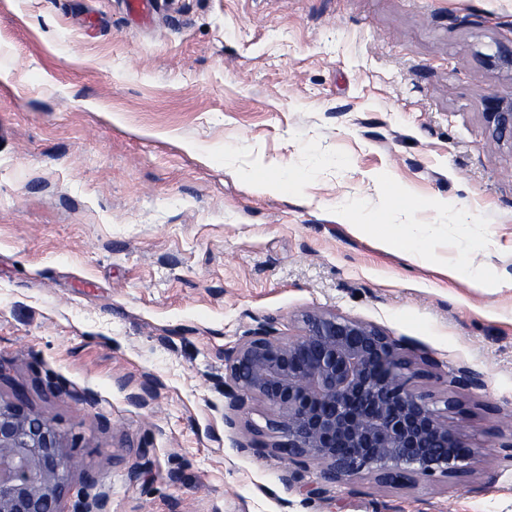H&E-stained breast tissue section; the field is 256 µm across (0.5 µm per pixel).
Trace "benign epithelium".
I'll return each mask as SVG.
<instances>
[{
    "label": "benign epithelium",
    "instance_id": "7a95c632",
    "mask_svg": "<svg viewBox=\"0 0 512 512\" xmlns=\"http://www.w3.org/2000/svg\"><path fill=\"white\" fill-rule=\"evenodd\" d=\"M495 141L512 140V100L486 101ZM229 410L258 400L272 411L269 428L278 453L293 464H322L319 481L346 480L364 470L385 485L419 476H447L480 462V449L448 426L428 395L410 386L417 375L403 345L382 329L331 311L302 316L298 333L279 332L270 317L225 356ZM455 387L482 386L462 369ZM79 461L64 450L60 431L25 404V391L0 403V512H64L71 473ZM106 498L86 496L74 512H106Z\"/></svg>",
    "mask_w": 512,
    "mask_h": 512
}]
</instances>
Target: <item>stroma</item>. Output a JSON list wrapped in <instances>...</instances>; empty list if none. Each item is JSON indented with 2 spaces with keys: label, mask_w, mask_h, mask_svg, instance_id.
<instances>
[{
  "label": "stroma",
  "mask_w": 512,
  "mask_h": 512,
  "mask_svg": "<svg viewBox=\"0 0 512 512\" xmlns=\"http://www.w3.org/2000/svg\"><path fill=\"white\" fill-rule=\"evenodd\" d=\"M157 3L0 0V399L109 512H512V142L483 115L512 0ZM430 226L414 262L383 240ZM467 242L480 288L442 273ZM324 310L430 359L412 385L481 464L309 496L265 404L226 426L225 354Z\"/></svg>",
  "instance_id": "1"
}]
</instances>
